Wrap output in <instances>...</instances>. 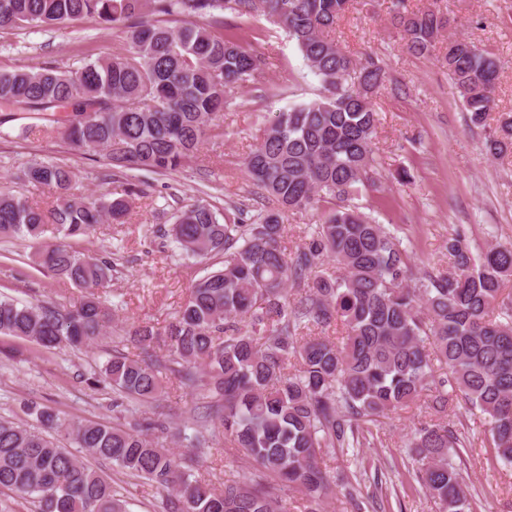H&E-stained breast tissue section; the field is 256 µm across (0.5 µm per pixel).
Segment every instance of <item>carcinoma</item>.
I'll return each instance as SVG.
<instances>
[{
  "mask_svg": "<svg viewBox=\"0 0 512 512\" xmlns=\"http://www.w3.org/2000/svg\"><path fill=\"white\" fill-rule=\"evenodd\" d=\"M351 0H0V27L64 32L93 17L127 34L129 47L88 61L0 71V106L48 112L62 140L101 152L119 172H176L198 159L205 136L221 128L232 92L263 77V54L210 29L215 13L263 17L285 30L323 88L320 99L277 114L245 159L267 202L219 214L204 198L176 209L163 236L187 259H221L196 280L159 333L128 332L142 350L117 352L100 369L118 396L116 422L70 423L54 410L28 407L41 429L0 416V489L38 512H128L108 476L59 445L51 433L167 493L165 512H323L334 483L329 450L367 444L364 426L419 405L438 414L404 442L426 494L440 512H468L454 460L465 442L451 414L464 401L488 419L497 458L512 465V242L474 254L461 236L448 239V266L412 287L410 257L390 228L353 204L374 184L378 118L372 95L385 78L371 57L361 62L335 39ZM151 14L181 15L177 29ZM405 48L425 55L449 26L437 10L410 11L396 0L391 15ZM469 120L487 126L495 108L500 61L465 37L450 35L442 58ZM74 104L73 112L58 108ZM493 158L512 152V113L489 134ZM18 179L52 188L47 209L0 189V240L24 238L32 259L88 290L80 307L61 311L0 296V335L42 349H80L110 327L97 292L112 280V261L46 234L73 240L105 221L121 224L135 195L72 193V171L51 160L27 165ZM286 210H318L308 242L282 245ZM296 287L290 299L288 286ZM336 326L340 336L325 335ZM167 351L155 363L156 348ZM206 401L211 434L241 450L251 471L221 489L209 486L166 446L171 414L151 406L162 371Z\"/></svg>",
  "mask_w": 512,
  "mask_h": 512,
  "instance_id": "cac0c4a2",
  "label": "carcinoma"
}]
</instances>
